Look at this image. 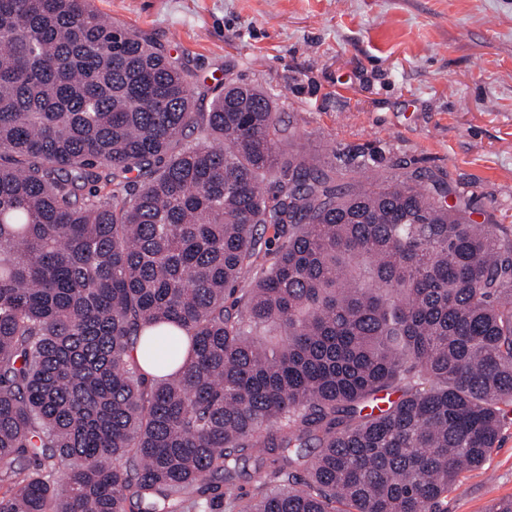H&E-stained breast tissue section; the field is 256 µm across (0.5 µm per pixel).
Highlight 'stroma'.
Segmentation results:
<instances>
[{"label": "stroma", "mask_w": 512, "mask_h": 512, "mask_svg": "<svg viewBox=\"0 0 512 512\" xmlns=\"http://www.w3.org/2000/svg\"><path fill=\"white\" fill-rule=\"evenodd\" d=\"M187 68L273 96L295 147L366 152L362 187L391 161L444 170L474 223L512 225V0H94ZM512 498V407L497 447L445 512Z\"/></svg>", "instance_id": "1"}]
</instances>
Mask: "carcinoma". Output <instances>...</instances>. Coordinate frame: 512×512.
Returning a JSON list of instances; mask_svg holds the SVG:
<instances>
[{
  "instance_id": "cac0c4a2",
  "label": "carcinoma",
  "mask_w": 512,
  "mask_h": 512,
  "mask_svg": "<svg viewBox=\"0 0 512 512\" xmlns=\"http://www.w3.org/2000/svg\"><path fill=\"white\" fill-rule=\"evenodd\" d=\"M210 90L92 0H0V512H444L512 406V232Z\"/></svg>"
}]
</instances>
